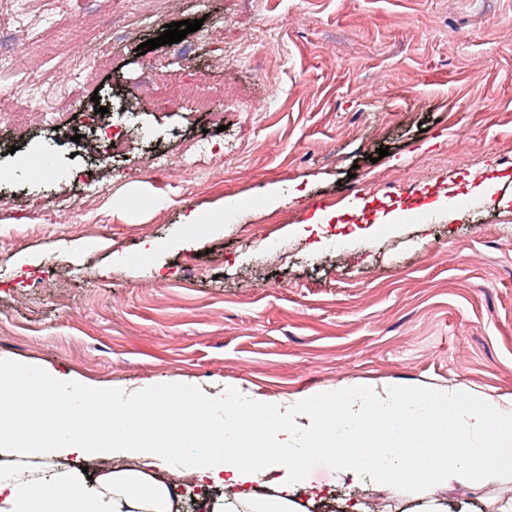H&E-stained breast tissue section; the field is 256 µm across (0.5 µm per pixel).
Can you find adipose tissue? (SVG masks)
I'll return each mask as SVG.
<instances>
[{"label": "adipose tissue", "mask_w": 512, "mask_h": 512, "mask_svg": "<svg viewBox=\"0 0 512 512\" xmlns=\"http://www.w3.org/2000/svg\"><path fill=\"white\" fill-rule=\"evenodd\" d=\"M20 382L26 385L27 411L18 416L12 399ZM175 402L189 408L199 404L192 390L172 386H152L124 398L113 389L87 385L75 395L41 369L0 359V512H174L165 476L170 458L182 459L205 485L242 487L284 468L288 486L309 489L304 462L285 467L277 456H259L251 448L267 430L287 429L273 402L256 398L242 405L227 395L223 419L195 423L162 454L139 417L148 414L163 426L177 423ZM47 420L57 422L56 435L39 433ZM189 442L196 452L187 457L183 448ZM125 455L140 457L142 467H110V459ZM69 457L101 458L107 465L90 482L71 469L48 479L28 466L32 459Z\"/></svg>", "instance_id": "obj_1"}]
</instances>
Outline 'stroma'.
<instances>
[{"mask_svg":"<svg viewBox=\"0 0 512 512\" xmlns=\"http://www.w3.org/2000/svg\"><path fill=\"white\" fill-rule=\"evenodd\" d=\"M116 16L135 41L75 68L92 22ZM195 19L182 41L137 53ZM22 27L55 28L71 50H15ZM0 49L14 53L6 111L68 112L77 127L96 103L136 97L129 139L205 163L182 176L116 157L82 188L71 173L87 161L70 146L49 154L34 122L0 125L1 359L77 387L186 386L215 415L228 388L286 408L361 385L463 391L512 412V0H180L158 16L148 0H27L22 14L0 0ZM202 76L223 131L165 103L171 78ZM217 148L224 162L209 166ZM476 173L495 180L491 199L474 196ZM62 196L68 221L46 223ZM219 206L223 223L187 232V215ZM319 211L326 223L309 226ZM311 479L361 495L349 512L372 499L512 512L498 482L405 493L324 467Z\"/></svg>","mask_w":512,"mask_h":512,"instance_id":"obj_1","label":"stroma"}]
</instances>
